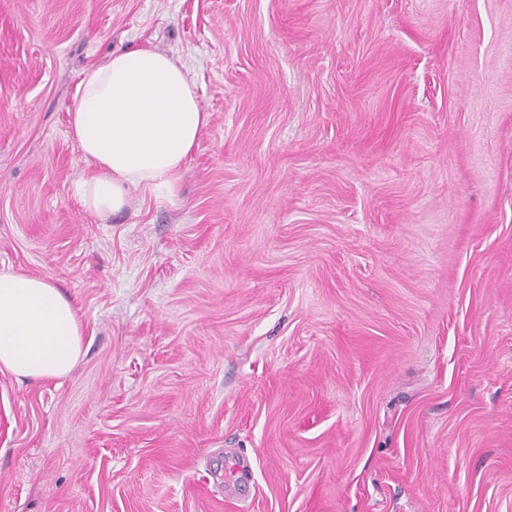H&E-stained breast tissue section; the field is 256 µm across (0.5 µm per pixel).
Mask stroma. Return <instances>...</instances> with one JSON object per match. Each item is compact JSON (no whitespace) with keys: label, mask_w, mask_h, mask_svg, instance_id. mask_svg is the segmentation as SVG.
I'll return each instance as SVG.
<instances>
[{"label":"stroma","mask_w":512,"mask_h":512,"mask_svg":"<svg viewBox=\"0 0 512 512\" xmlns=\"http://www.w3.org/2000/svg\"><path fill=\"white\" fill-rule=\"evenodd\" d=\"M132 45L209 122L97 216L69 111ZM0 272L83 329L0 372V512H512V0H0Z\"/></svg>","instance_id":"stroma-1"}]
</instances>
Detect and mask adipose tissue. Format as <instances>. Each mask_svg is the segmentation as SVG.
<instances>
[{
	"label": "adipose tissue",
	"instance_id": "1",
	"mask_svg": "<svg viewBox=\"0 0 512 512\" xmlns=\"http://www.w3.org/2000/svg\"><path fill=\"white\" fill-rule=\"evenodd\" d=\"M70 117L92 165L77 194L98 214L123 212L135 191L174 194L208 122L185 65L132 46L85 71ZM82 336L70 297L45 278L0 273V372L31 381L65 377L80 359Z\"/></svg>",
	"mask_w": 512,
	"mask_h": 512
}]
</instances>
